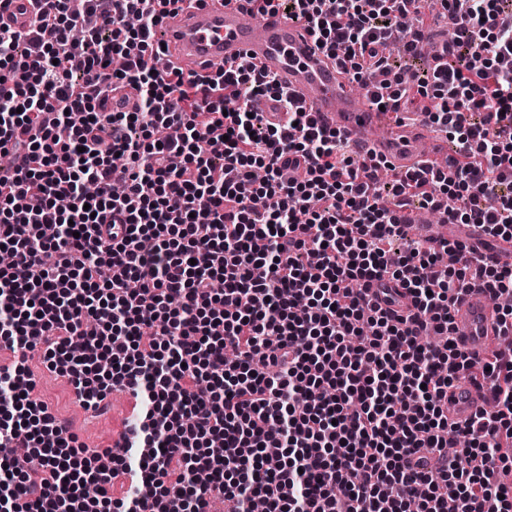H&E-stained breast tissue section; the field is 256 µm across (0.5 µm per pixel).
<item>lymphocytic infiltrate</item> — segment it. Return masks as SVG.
<instances>
[{
  "mask_svg": "<svg viewBox=\"0 0 512 512\" xmlns=\"http://www.w3.org/2000/svg\"><path fill=\"white\" fill-rule=\"evenodd\" d=\"M178 2L43 0L36 27L0 25V343L44 345L85 410L142 403L90 454L24 362L0 367V512H512V355L476 358L453 320L472 285L512 294V267L459 243L391 254L414 202L512 238V0H439L454 36L407 78L385 48L421 55L420 0H249L454 143L453 175L389 179L248 60L144 68ZM116 84L132 109L108 107ZM462 378L490 403L464 423L441 407Z\"/></svg>",
  "mask_w": 512,
  "mask_h": 512,
  "instance_id": "1",
  "label": "lymphocytic infiltrate"
}]
</instances>
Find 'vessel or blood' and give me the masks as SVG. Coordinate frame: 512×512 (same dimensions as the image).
Returning <instances> with one entry per match:
<instances>
[{
  "label": "vessel or blood",
  "mask_w": 512,
  "mask_h": 512,
  "mask_svg": "<svg viewBox=\"0 0 512 512\" xmlns=\"http://www.w3.org/2000/svg\"><path fill=\"white\" fill-rule=\"evenodd\" d=\"M24 8L17 17L0 13V22L21 29L37 25L36 0H26ZM164 43L165 60L187 72L249 58L314 112L320 123L335 129L361 153L384 159L395 172L452 170L446 145L434 138L423 116L399 122L393 113L380 111L370 94L354 89L335 59L316 46L305 26L288 16L258 14L246 0H183L164 21ZM443 238L474 247L484 241L485 233L476 224H448L429 242L435 246ZM453 317L455 325L465 329L463 346L483 354L498 329L494 304L483 287L468 289ZM444 405L449 420L464 421L485 402L477 389L460 381L449 390Z\"/></svg>",
  "instance_id": "1"
}]
</instances>
